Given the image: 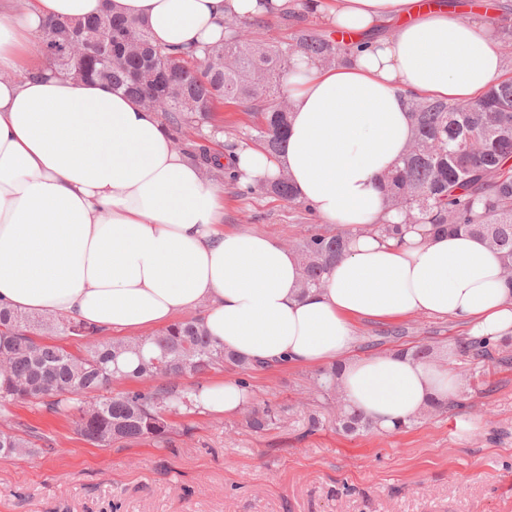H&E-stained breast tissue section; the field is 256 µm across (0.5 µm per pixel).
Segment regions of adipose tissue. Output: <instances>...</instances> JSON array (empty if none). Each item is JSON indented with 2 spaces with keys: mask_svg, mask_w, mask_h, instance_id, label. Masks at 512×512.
<instances>
[{
  "mask_svg": "<svg viewBox=\"0 0 512 512\" xmlns=\"http://www.w3.org/2000/svg\"><path fill=\"white\" fill-rule=\"evenodd\" d=\"M173 49L222 38L232 20L300 11L358 49L332 67L299 55L288 147L227 155L255 184L287 174L323 222L349 230L321 287L303 291L296 252L224 229V190L176 150L159 113L96 82L28 63L52 21L104 10ZM512 72L485 8L468 21L419 0H0V306L103 332L166 326L200 311L225 351L253 363L336 365L345 401L380 431L453 395L451 365L407 350L354 356L353 322L423 313L475 338L512 334L499 254L467 233L401 239L380 178L412 136L414 97L463 105Z\"/></svg>",
  "mask_w": 512,
  "mask_h": 512,
  "instance_id": "ef3b65f1",
  "label": "adipose tissue"
}]
</instances>
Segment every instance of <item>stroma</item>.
I'll return each mask as SVG.
<instances>
[{
  "label": "stroma",
  "instance_id": "1",
  "mask_svg": "<svg viewBox=\"0 0 512 512\" xmlns=\"http://www.w3.org/2000/svg\"><path fill=\"white\" fill-rule=\"evenodd\" d=\"M320 225L304 204L224 186L225 230L292 248ZM354 331L358 355L373 340L380 353L426 343L434 359H453L461 388L451 410L348 436L309 398L316 368L228 366L183 382L246 379L254 401L285 408V421L256 433L244 414L197 408L170 416L167 444L98 448L70 416L18 403L0 412V429L32 430L52 451L0 457V512H512V366L454 360L467 330L451 318L358 319Z\"/></svg>",
  "mask_w": 512,
  "mask_h": 512
}]
</instances>
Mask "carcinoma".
Here are the masks:
<instances>
[{"label": "carcinoma", "instance_id": "carcinoma-1", "mask_svg": "<svg viewBox=\"0 0 512 512\" xmlns=\"http://www.w3.org/2000/svg\"><path fill=\"white\" fill-rule=\"evenodd\" d=\"M115 41L128 38L141 43L154 62L156 78L148 82L140 72L141 62L111 49L112 59L103 63L75 55V43L87 42L102 27ZM257 22L228 23L224 38L193 51L168 53L155 48L148 29L139 21L112 12L87 21L51 22L43 30L41 48L47 66L83 80L100 81L115 92L137 100L153 94L155 111L172 130L182 134L198 131L191 142V156L204 164L211 159L210 139L200 124L211 119L217 105L232 102L257 118L248 139L271 156L283 152L290 113L280 99L286 96L287 76L294 55L302 52L321 62L339 63L354 44L336 40L331 33L305 23L294 24L291 40L257 42L251 39ZM213 64H205L207 58ZM413 134L402 165L384 180L386 206L405 216L404 224H369L363 230L387 236L402 233V226L428 228L429 233L464 231L484 239L500 254L504 271L512 269V76L492 86L478 99L452 106L432 98L413 102ZM257 189L289 202L296 191L285 175ZM349 232H314L298 244L303 270L302 288L321 285L327 268L344 254ZM41 330L93 337L96 331L79 323L51 319L35 320L0 308V410L16 402H37L54 413L72 416L76 431L96 447H109L120 440H150L165 444L173 427L167 414L196 403L199 391L187 389L178 379L219 369L228 363L246 371L253 364L212 343L196 318L177 321L158 335L129 340H96L85 354L45 344L37 339ZM497 344L487 339H465L457 353L473 365L492 359ZM127 353L137 356L130 372L122 371L117 359ZM166 382L149 391L109 393L113 379H154ZM337 370L321 371L315 378L313 401L336 412V425L348 434L371 424L347 408L336 382ZM96 393L88 406L81 400ZM249 428L264 431L280 420L272 406L257 405L246 396ZM34 441L9 430H0V456L50 454Z\"/></svg>", "mask_w": 512, "mask_h": 512}]
</instances>
